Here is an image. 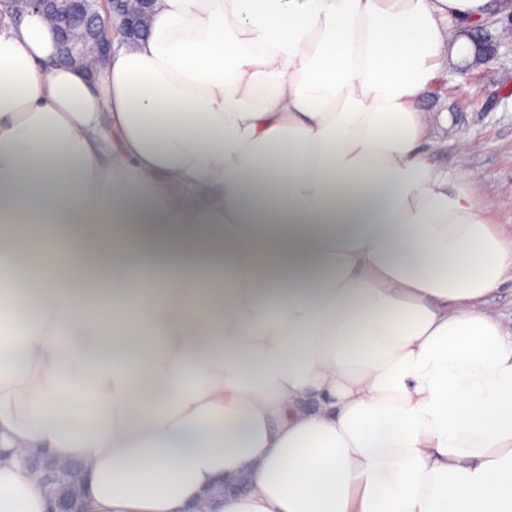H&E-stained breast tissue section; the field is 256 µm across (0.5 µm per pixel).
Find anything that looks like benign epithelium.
I'll list each match as a JSON object with an SVG mask.
<instances>
[{"label": "benign epithelium", "instance_id": "benign-epithelium-1", "mask_svg": "<svg viewBox=\"0 0 512 512\" xmlns=\"http://www.w3.org/2000/svg\"><path fill=\"white\" fill-rule=\"evenodd\" d=\"M90 0H17L20 10L32 9L49 16L55 25L62 51L58 59L61 65L80 68L84 55L74 41L79 24L93 26L100 12H91ZM484 25L478 24L463 32L473 47L476 59L466 60L457 67L460 75L466 76L478 65L490 60L492 49L484 41ZM22 465L27 467L38 483L50 494L51 512H86L84 497L86 481L81 464L62 462L48 454L17 452Z\"/></svg>", "mask_w": 512, "mask_h": 512}]
</instances>
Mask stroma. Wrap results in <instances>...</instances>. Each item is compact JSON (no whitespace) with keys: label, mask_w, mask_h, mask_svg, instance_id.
Returning a JSON list of instances; mask_svg holds the SVG:
<instances>
[{"label":"stroma","mask_w":512,"mask_h":512,"mask_svg":"<svg viewBox=\"0 0 512 512\" xmlns=\"http://www.w3.org/2000/svg\"><path fill=\"white\" fill-rule=\"evenodd\" d=\"M512 11L494 20L488 34L495 46L493 60L468 76L449 73L432 85L424 105L448 115L437 136V161L454 174L480 175L484 192L495 206L490 223L512 235Z\"/></svg>","instance_id":"obj_1"}]
</instances>
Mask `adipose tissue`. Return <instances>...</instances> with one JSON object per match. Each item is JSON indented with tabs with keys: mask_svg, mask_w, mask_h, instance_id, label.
I'll return each instance as SVG.
<instances>
[{
	"mask_svg": "<svg viewBox=\"0 0 512 512\" xmlns=\"http://www.w3.org/2000/svg\"><path fill=\"white\" fill-rule=\"evenodd\" d=\"M504 10L153 0L93 80L0 31V512L19 449L89 512H512V239L422 104ZM487 308L501 314L505 323L511 325L512 319V282L506 280L501 288L487 298ZM38 483L50 494V512H86V481L81 464L66 463L48 454L17 452Z\"/></svg>",
	"mask_w": 512,
	"mask_h": 512,
	"instance_id": "obj_1",
	"label": "adipose tissue"
}]
</instances>
